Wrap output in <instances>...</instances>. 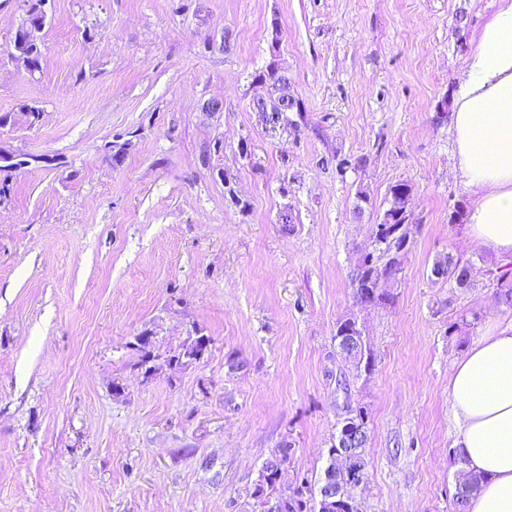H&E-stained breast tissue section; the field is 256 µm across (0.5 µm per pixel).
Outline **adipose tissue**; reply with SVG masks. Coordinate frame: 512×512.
<instances>
[{
	"mask_svg": "<svg viewBox=\"0 0 512 512\" xmlns=\"http://www.w3.org/2000/svg\"><path fill=\"white\" fill-rule=\"evenodd\" d=\"M456 171L475 197L472 242L512 255V0L473 48L453 99ZM448 401L467 472L483 475L468 512H512V324L475 341L452 367Z\"/></svg>",
	"mask_w": 512,
	"mask_h": 512,
	"instance_id": "ef3b65f1",
	"label": "adipose tissue"
}]
</instances>
